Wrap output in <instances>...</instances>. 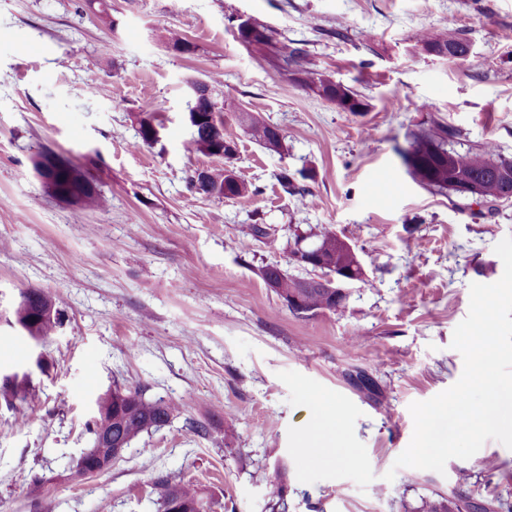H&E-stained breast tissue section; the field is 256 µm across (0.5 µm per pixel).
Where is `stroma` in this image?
Returning <instances> with one entry per match:
<instances>
[{
    "mask_svg": "<svg viewBox=\"0 0 512 512\" xmlns=\"http://www.w3.org/2000/svg\"><path fill=\"white\" fill-rule=\"evenodd\" d=\"M110 4L112 29L84 0H0V372L29 374L34 394L0 407V512H161L163 479L196 485L212 512H271L267 484L280 476L289 512H416L461 492L501 512L512 502V449L499 441L441 474L394 462L412 438L410 404L462 374L453 331L470 284L503 274L494 247L512 236V202L430 190L400 152L442 123L458 150L491 143L512 158V0ZM238 17L304 44L364 112L337 109L241 44ZM449 26L472 57L416 54L422 32ZM169 31L194 52L167 48ZM190 79L282 130L273 153L224 117L233 166L257 196L206 197L190 185L194 171L224 165L183 147ZM155 98L167 109L161 141L147 146L131 119ZM45 150L93 160L107 205L56 197L33 166ZM285 169L305 172L306 198L283 191ZM258 219L274 228L270 243L249 235ZM320 226L352 245L366 277L345 308L299 317L259 270L289 268V241ZM30 289L64 313L37 345L8 322ZM359 371L374 392L354 384ZM117 384L176 412L106 470L80 472L95 402ZM317 406L335 415L349 461L306 448Z\"/></svg>",
    "mask_w": 512,
    "mask_h": 512,
    "instance_id": "35a3bbf8",
    "label": "stroma"
}]
</instances>
